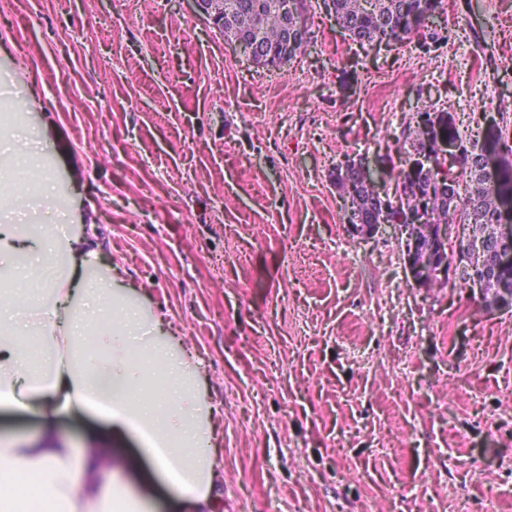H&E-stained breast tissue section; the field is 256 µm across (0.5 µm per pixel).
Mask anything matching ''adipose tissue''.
<instances>
[{
    "instance_id": "adipose-tissue-1",
    "label": "adipose tissue",
    "mask_w": 512,
    "mask_h": 512,
    "mask_svg": "<svg viewBox=\"0 0 512 512\" xmlns=\"http://www.w3.org/2000/svg\"><path fill=\"white\" fill-rule=\"evenodd\" d=\"M25 128L0 117V407L40 416L36 439L0 444V512H150L118 480L132 459L114 436L136 432L183 512L220 502L213 408L199 364L164 335V321L117 286L88 229L65 212L40 268L43 206L53 174L35 161ZM92 412L107 429L87 435L81 457L57 435L60 417Z\"/></svg>"
}]
</instances>
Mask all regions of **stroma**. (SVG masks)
Masks as SVG:
<instances>
[{
  "label": "stroma",
  "mask_w": 512,
  "mask_h": 512,
  "mask_svg": "<svg viewBox=\"0 0 512 512\" xmlns=\"http://www.w3.org/2000/svg\"><path fill=\"white\" fill-rule=\"evenodd\" d=\"M261 68L192 0H0V73L46 127L59 196L119 285L166 316L219 412V512H512V308L416 285L391 225L349 236L331 172L387 158L417 112L512 142V0H441L363 49L323 0ZM101 103L90 111L91 103ZM128 484L177 512L139 438Z\"/></svg>",
  "instance_id": "35a3bbf8"
}]
</instances>
